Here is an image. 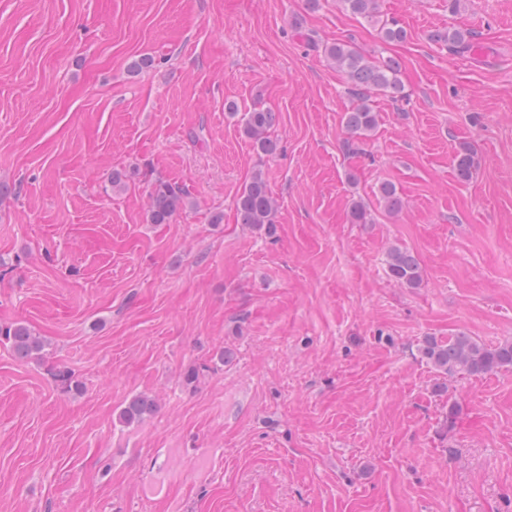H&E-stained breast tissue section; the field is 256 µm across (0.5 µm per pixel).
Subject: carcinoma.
Wrapping results in <instances>:
<instances>
[{
    "instance_id": "obj_1",
    "label": "carcinoma",
    "mask_w": 512,
    "mask_h": 512,
    "mask_svg": "<svg viewBox=\"0 0 512 512\" xmlns=\"http://www.w3.org/2000/svg\"><path fill=\"white\" fill-rule=\"evenodd\" d=\"M341 7L369 22L380 21L381 37L388 43L406 39L407 33L394 20H382L379 15V0H339ZM472 32L457 26L432 34V39L441 42L451 52L471 46ZM327 57L341 72L349 84V92L356 105L344 114L343 122L348 134L356 139L367 138L377 126V114L372 107V97L384 93L394 100L404 96V87L399 78V63L387 57L371 60L346 42H336L325 48ZM277 113L267 108H255L246 113L244 133L251 139L253 148L261 157L272 156L277 145L270 132L277 124ZM454 167L458 179L468 181L477 167L473 146L465 141L459 143L454 154ZM378 193L384 208L397 212L402 204L396 188L383 183ZM188 197L185 187L176 183L156 179L150 189L149 222L168 224ZM240 221L260 229L273 224L275 201L271 196L262 172H256L245 185L237 199ZM388 272L392 279L416 288L423 281V271L417 257L407 249L393 248L389 252ZM12 350L16 359L26 362L39 357L45 351V340L27 325L14 323L0 327V344ZM421 354L437 372L453 376L466 373L477 376L495 369L512 367V342L487 346L460 332L439 341L433 337L425 339ZM154 403L145 396L134 397L121 411V419L130 424L141 421L153 412Z\"/></svg>"
}]
</instances>
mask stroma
Returning <instances> with one entry per match:
<instances>
[{"label": "stroma", "instance_id": "1", "mask_svg": "<svg viewBox=\"0 0 512 512\" xmlns=\"http://www.w3.org/2000/svg\"><path fill=\"white\" fill-rule=\"evenodd\" d=\"M379 4L404 42L336 0H0V325L50 342L0 344V512H512V368L446 379L420 352L512 341V0ZM451 25L472 51L432 41ZM334 42L400 63L355 153ZM259 169L269 230L236 211ZM158 177L189 191L167 224ZM139 394L155 412L124 423ZM244 121V133L251 139L260 158L274 155L277 145L270 137V132L277 124V112L267 108H254L246 113ZM454 167L457 177L461 181H469L473 177L477 159L473 146L468 142H460L457 146L454 154ZM388 272L392 279L416 288L423 281V271L417 257L407 249L392 248L389 252ZM12 350L16 359L27 362L39 357L45 351L46 342L27 325L14 323L0 327V344Z\"/></svg>", "mask_w": 512, "mask_h": 512}]
</instances>
